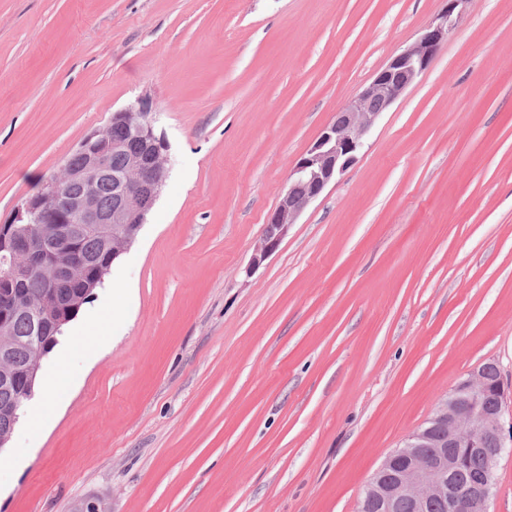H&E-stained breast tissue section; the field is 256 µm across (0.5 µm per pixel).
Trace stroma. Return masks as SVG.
<instances>
[{
    "label": "stroma",
    "instance_id": "obj_1",
    "mask_svg": "<svg viewBox=\"0 0 512 512\" xmlns=\"http://www.w3.org/2000/svg\"><path fill=\"white\" fill-rule=\"evenodd\" d=\"M444 0H0V224L137 100L174 161L76 320L105 347L0 512H358L486 362L512 388V0H470L355 163L244 270L297 159Z\"/></svg>",
    "mask_w": 512,
    "mask_h": 512
}]
</instances>
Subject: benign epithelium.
Listing matches in <instances>:
<instances>
[{
    "mask_svg": "<svg viewBox=\"0 0 512 512\" xmlns=\"http://www.w3.org/2000/svg\"><path fill=\"white\" fill-rule=\"evenodd\" d=\"M467 2L446 0L438 22L427 26L415 43L379 70L298 158L290 171L286 193L268 217L247 273L256 272L278 249L303 209L355 162L379 116L428 70ZM112 120L124 123L140 142L139 151L129 155L122 170L112 171L107 162L119 145L108 139L104 129L95 130L76 149L85 158L84 167L75 169L67 164L62 171L63 181L81 184L82 193L73 195L65 187L54 185L26 199L13 220L0 225V309L5 315L15 310L27 314L37 330L36 341L29 345L30 364L22 374L7 362H0V382L17 385L23 398L33 395L41 359L52 349L53 342L44 338L46 324L60 328L91 299L111 264L135 242L168 174V145L156 132L148 100L124 108ZM105 178L112 179L115 202L102 211L95 189ZM88 233L102 239L104 258L90 260L78 254L77 244ZM37 269L46 273L51 287L71 289L67 301H59L51 291L32 298L22 290L29 272ZM489 393L495 395V404L490 407L485 404ZM507 399L501 377L491 378L486 367L479 366L438 402L432 418L439 427L440 442L447 448H476L489 464H498L506 448ZM430 440V429L419 428L406 438L407 450L388 453L365 487L366 499L385 510L400 497H411L420 507L438 499L448 502V512H459L457 494L446 479L459 460L443 452L425 467L415 449L428 447ZM403 454L407 460L399 467L397 462ZM470 497L486 512L490 500L486 481L473 485Z\"/></svg>",
    "mask_w": 512,
    "mask_h": 512,
    "instance_id": "7a95c632",
    "label": "benign epithelium"
}]
</instances>
